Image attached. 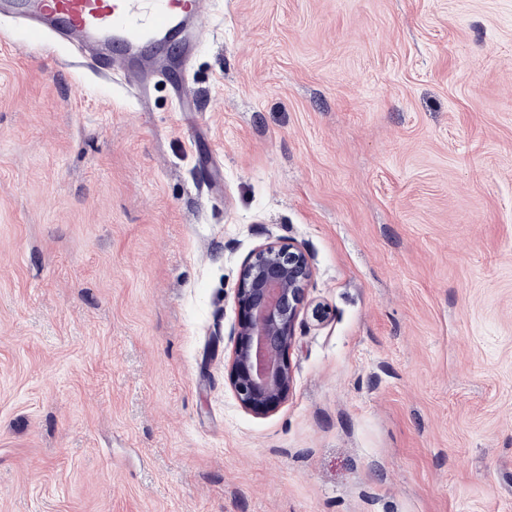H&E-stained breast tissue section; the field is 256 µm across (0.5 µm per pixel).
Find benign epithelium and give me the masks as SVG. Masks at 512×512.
I'll list each match as a JSON object with an SVG mask.
<instances>
[{"mask_svg": "<svg viewBox=\"0 0 512 512\" xmlns=\"http://www.w3.org/2000/svg\"><path fill=\"white\" fill-rule=\"evenodd\" d=\"M311 276L306 254L290 244L260 245L243 265L227 380L251 413L269 414L288 399L293 384L288 355Z\"/></svg>", "mask_w": 512, "mask_h": 512, "instance_id": "obj_1", "label": "benign epithelium"}]
</instances>
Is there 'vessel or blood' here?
<instances>
[{"label": "vessel or blood", "mask_w": 512, "mask_h": 512, "mask_svg": "<svg viewBox=\"0 0 512 512\" xmlns=\"http://www.w3.org/2000/svg\"><path fill=\"white\" fill-rule=\"evenodd\" d=\"M21 14L24 41L54 53L62 42L92 47L101 73L123 67L145 80L155 51L175 44L197 50L210 0H12Z\"/></svg>", "instance_id": "obj_1"}]
</instances>
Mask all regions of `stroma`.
Segmentation results:
<instances>
[{
    "label": "stroma",
    "mask_w": 512,
    "mask_h": 512,
    "mask_svg": "<svg viewBox=\"0 0 512 512\" xmlns=\"http://www.w3.org/2000/svg\"><path fill=\"white\" fill-rule=\"evenodd\" d=\"M223 9L145 99L0 51V512H512V0ZM270 242L312 278L257 416ZM311 276L306 254L290 244L260 245L243 265L227 380L251 413L269 414L288 399L293 384L288 355Z\"/></svg>",
    "instance_id": "35a3bbf8"
}]
</instances>
